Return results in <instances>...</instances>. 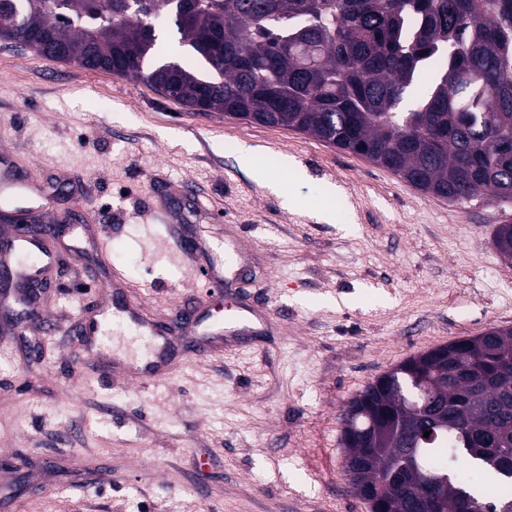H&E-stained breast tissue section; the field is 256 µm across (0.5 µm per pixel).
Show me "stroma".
<instances>
[{"mask_svg": "<svg viewBox=\"0 0 512 512\" xmlns=\"http://www.w3.org/2000/svg\"><path fill=\"white\" fill-rule=\"evenodd\" d=\"M1 149L53 194L37 225L95 218L86 236H47L41 317L96 306L71 255L93 262L96 238L154 313L201 296L150 218L162 205L216 266L243 244L246 292L272 312L235 349L183 337L169 378L145 388L63 326L24 323L0 356V475L18 512H369L341 471L346 404L409 356L512 328V261L493 246L511 207L426 194L309 135L0 42ZM186 179L198 202L176 192Z\"/></svg>", "mask_w": 512, "mask_h": 512, "instance_id": "obj_1", "label": "stroma"}]
</instances>
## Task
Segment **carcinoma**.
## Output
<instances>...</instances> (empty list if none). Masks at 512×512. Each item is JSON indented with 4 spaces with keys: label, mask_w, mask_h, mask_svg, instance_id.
<instances>
[{
    "label": "carcinoma",
    "mask_w": 512,
    "mask_h": 512,
    "mask_svg": "<svg viewBox=\"0 0 512 512\" xmlns=\"http://www.w3.org/2000/svg\"><path fill=\"white\" fill-rule=\"evenodd\" d=\"M0 41L150 83L192 112L282 126L450 202L512 206V0H18ZM172 20L179 38L161 44ZM176 62L169 69L165 64ZM425 91L399 111L405 94ZM512 259V224L495 233ZM512 329L411 356L344 413L342 470L371 512L512 505ZM448 421L425 419V397ZM429 436H424V432ZM406 448L415 468L390 479Z\"/></svg>",
    "instance_id": "carcinoma-1"
}]
</instances>
